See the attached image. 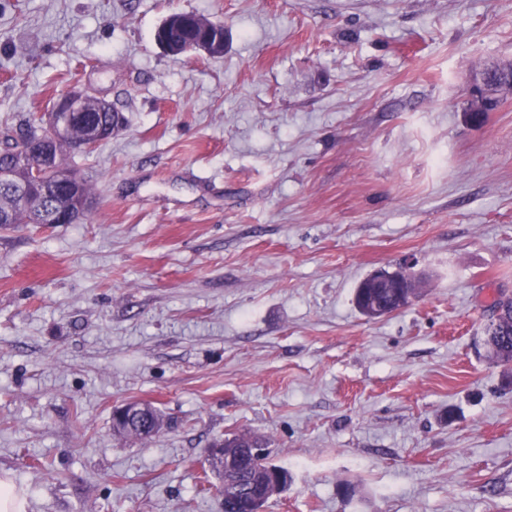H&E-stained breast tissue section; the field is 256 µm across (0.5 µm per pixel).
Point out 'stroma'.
<instances>
[{
	"mask_svg": "<svg viewBox=\"0 0 512 512\" xmlns=\"http://www.w3.org/2000/svg\"><path fill=\"white\" fill-rule=\"evenodd\" d=\"M175 11L224 53L172 56ZM512 0H0V132L71 86L125 123L69 156L72 224L0 227V477L28 512H224L214 439L293 481L263 512H512ZM411 266L414 304L354 303ZM153 404L163 427L114 434ZM376 275L367 277L357 288L355 299L360 312L367 318H378L371 310L373 305H382L390 313L401 309L396 290L393 288H374L372 282ZM389 313V314H390ZM499 314L483 327V343L490 357L503 366H512V297H499L493 304Z\"/></svg>",
	"mask_w": 512,
	"mask_h": 512,
	"instance_id": "35a3bbf8",
	"label": "stroma"
}]
</instances>
